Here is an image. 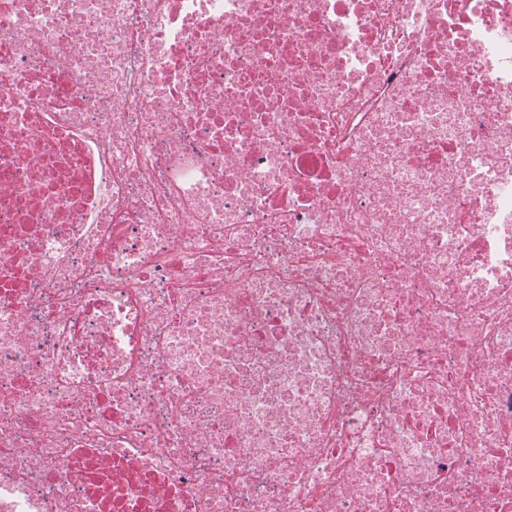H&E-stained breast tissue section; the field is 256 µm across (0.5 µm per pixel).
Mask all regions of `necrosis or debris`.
<instances>
[{
    "label": "necrosis or debris",
    "mask_w": 512,
    "mask_h": 512,
    "mask_svg": "<svg viewBox=\"0 0 512 512\" xmlns=\"http://www.w3.org/2000/svg\"><path fill=\"white\" fill-rule=\"evenodd\" d=\"M0 512H512V0H0Z\"/></svg>",
    "instance_id": "necrosis-or-debris-1"
}]
</instances>
